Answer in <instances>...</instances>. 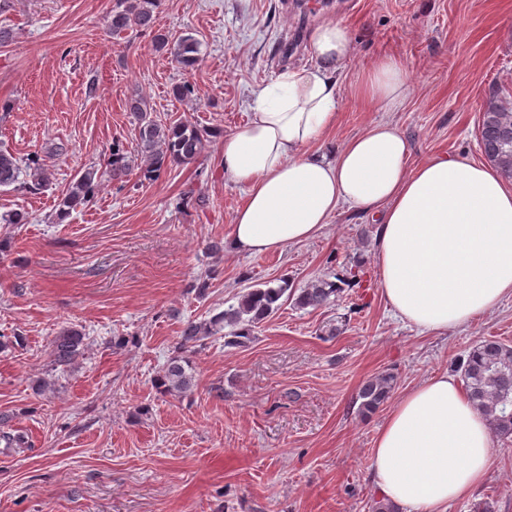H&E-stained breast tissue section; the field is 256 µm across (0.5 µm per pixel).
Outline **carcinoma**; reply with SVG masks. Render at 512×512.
<instances>
[{"label":"carcinoma","mask_w":512,"mask_h":512,"mask_svg":"<svg viewBox=\"0 0 512 512\" xmlns=\"http://www.w3.org/2000/svg\"><path fill=\"white\" fill-rule=\"evenodd\" d=\"M157 0H122V8L112 12V34L127 30H152L155 27ZM154 47L164 52L185 71L195 68L199 61V42L190 35L177 38L156 33ZM129 111L138 120V149L133 156L115 142L107 165L112 180L121 182L132 165L140 166L146 180L158 178L170 165L196 162L206 150L208 138L214 132L199 128L188 120L168 125L151 117L148 101L132 95L127 102ZM479 146L502 176L512 180V99L498 92L490 96L482 109L478 124ZM30 171L31 181L20 179ZM52 171L37 157L21 160L6 149H0V188L13 191H37L49 185ZM98 188L97 169L89 167L77 173L58 201L57 218L88 205ZM288 292V281L277 286L253 288L238 297L235 304L207 322L189 320L183 324L179 349L192 351L204 339L230 328L227 344H241L250 339L252 328L273 316L282 306ZM341 293V286L327 278L311 282L295 299L300 308L321 309ZM85 336L77 329L68 328L56 336L51 345V357L57 366L66 367L81 353ZM182 356L170 359L162 374L155 379L156 388L164 394H182L194 386L193 375L187 373ZM462 377L473 405L489 422L493 433L500 437L512 436V346L498 340L486 339L474 345L461 363ZM396 377L390 372L380 373L360 386L357 399L359 411H376L390 397Z\"/></svg>","instance_id":"carcinoma-1"}]
</instances>
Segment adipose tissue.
Returning a JSON list of instances; mask_svg holds the SVG:
<instances>
[{
    "mask_svg": "<svg viewBox=\"0 0 512 512\" xmlns=\"http://www.w3.org/2000/svg\"><path fill=\"white\" fill-rule=\"evenodd\" d=\"M310 42L315 64L265 85L247 121L222 140L224 174L245 192L231 249L271 254L309 241L345 205L375 222L382 296L419 333L466 326L512 298V187L463 156L409 165L407 140L389 120L322 150L337 118L336 75L355 44L333 20ZM356 92L398 111L407 93L403 64L377 59ZM491 460L485 416L462 382L442 373L404 393L378 427L371 480L409 512H448L486 480Z\"/></svg>",
    "mask_w": 512,
    "mask_h": 512,
    "instance_id": "ef3b65f1",
    "label": "adipose tissue"
}]
</instances>
